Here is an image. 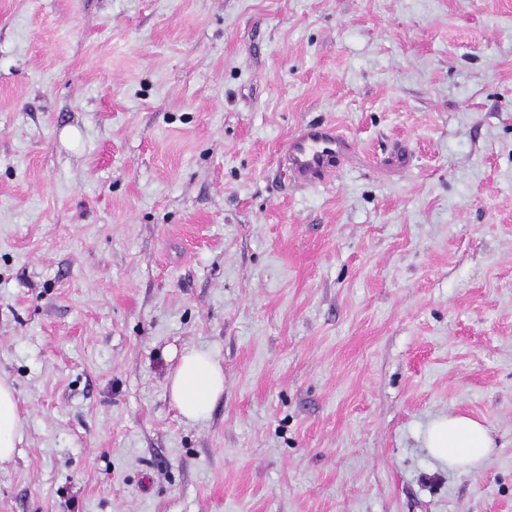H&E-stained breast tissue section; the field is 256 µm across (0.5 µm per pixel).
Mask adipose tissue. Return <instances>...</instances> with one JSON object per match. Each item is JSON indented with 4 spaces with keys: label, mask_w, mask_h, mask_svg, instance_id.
<instances>
[{
    "label": "adipose tissue",
    "mask_w": 512,
    "mask_h": 512,
    "mask_svg": "<svg viewBox=\"0 0 512 512\" xmlns=\"http://www.w3.org/2000/svg\"><path fill=\"white\" fill-rule=\"evenodd\" d=\"M168 357L176 362L167 377L170 401L182 421L199 422L224 394V368L212 353L195 347L169 348ZM24 426L15 389L0 378V465L12 460ZM425 443L434 458L452 469L481 467L494 451L485 427L465 415L432 421Z\"/></svg>",
    "instance_id": "1"
}]
</instances>
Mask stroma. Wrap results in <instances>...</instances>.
Here are the masks:
<instances>
[{
	"mask_svg": "<svg viewBox=\"0 0 512 512\" xmlns=\"http://www.w3.org/2000/svg\"><path fill=\"white\" fill-rule=\"evenodd\" d=\"M0 377V512H512V0H0ZM350 150V142L334 127L313 123L289 137L283 157L291 179L308 185L335 172ZM176 366L167 377L170 401L187 424L202 420L224 395V368L210 352L185 346L168 349ZM25 421L20 415L13 385L0 378V465L13 459ZM426 448L448 469H475L483 466L494 451L485 427L465 415H448L432 421L425 438Z\"/></svg>",
	"mask_w": 512,
	"mask_h": 512,
	"instance_id": "1",
	"label": "stroma"
}]
</instances>
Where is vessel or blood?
<instances>
[{"instance_id": "1", "label": "vessel or blood", "mask_w": 512, "mask_h": 512, "mask_svg": "<svg viewBox=\"0 0 512 512\" xmlns=\"http://www.w3.org/2000/svg\"><path fill=\"white\" fill-rule=\"evenodd\" d=\"M350 149V142L334 127L313 123L289 137L283 157L291 179L297 184L308 185L335 172Z\"/></svg>"}]
</instances>
